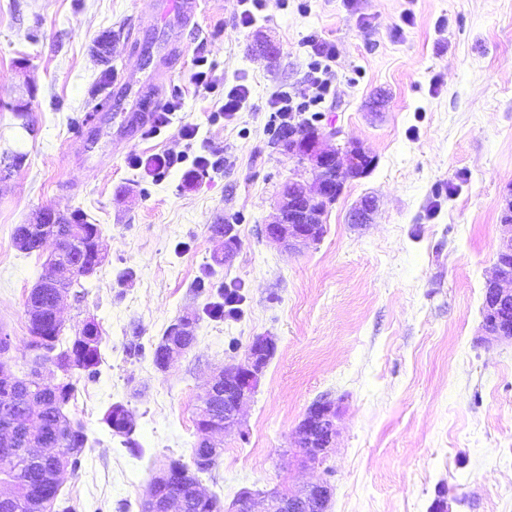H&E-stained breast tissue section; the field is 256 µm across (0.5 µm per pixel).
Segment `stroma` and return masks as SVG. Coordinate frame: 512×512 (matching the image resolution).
<instances>
[{"mask_svg": "<svg viewBox=\"0 0 512 512\" xmlns=\"http://www.w3.org/2000/svg\"><path fill=\"white\" fill-rule=\"evenodd\" d=\"M250 10L245 27L234 0H200L195 28L176 40L158 20L161 0H0V157L24 155L0 180V331L16 376L31 358L26 300L55 244L21 252L15 227L50 207L82 211L102 231V265L60 311L67 336L95 318L103 353L65 409L95 444L62 476L61 497L79 512H140L159 466L189 461L215 371L267 335L276 350L241 426L219 435L217 466L198 476L223 512L244 491L264 512L267 492L322 480L335 488L328 512H429L442 488L458 497L453 512H512V344L484 341L481 318L512 192V0H255ZM107 32L104 63L93 47ZM262 38L276 58L253 52ZM314 41L335 50L318 128L340 129L334 146L359 143L377 164L345 183L322 240L295 253L261 235L297 169L271 144L268 105L305 91ZM200 57L214 93L192 82ZM164 64L176 109L129 135ZM239 84L250 91L243 110L215 118ZM186 125L198 130L189 141ZM166 154L177 162L154 178L146 165ZM366 195L378 200L373 220L350 223ZM221 222L241 242L226 267L209 230ZM206 274L211 288L196 293ZM222 287L238 288L240 316L207 315ZM186 313L198 318L195 345L156 369L155 346ZM324 395L340 406L338 435L324 464L307 465L294 431ZM117 402L134 418L127 439L102 422Z\"/></svg>", "mask_w": 512, "mask_h": 512, "instance_id": "1", "label": "stroma"}]
</instances>
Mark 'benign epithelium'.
I'll return each instance as SVG.
<instances>
[{"label": "benign epithelium", "instance_id": "7a95c632", "mask_svg": "<svg viewBox=\"0 0 512 512\" xmlns=\"http://www.w3.org/2000/svg\"><path fill=\"white\" fill-rule=\"evenodd\" d=\"M275 148L307 164L304 173L288 180L280 192L277 203L278 216L274 223L262 229L264 238L277 247L299 252L321 239L324 216L328 207L336 202L343 190V176L353 168L364 175L376 165V158L363 146L351 142L341 152L325 144V134L315 133L309 140H301L290 134L275 143ZM377 209L373 196L362 197L351 209L349 220L353 224L371 221ZM500 242L496 253L494 272L485 282L482 305V330L486 338L512 344V323L506 315L512 309V193L503 200L500 215ZM224 262H229L237 253L240 242L235 225H224ZM62 267L56 259L49 261V271L32 288L37 293L42 288L61 280ZM194 326L193 317L184 316L174 322L171 339L166 344L164 359L160 364L168 369L190 348L186 332ZM275 349L269 336H257L251 343L244 361L230 364L220 370L212 380L209 392L217 394L224 388V430L239 424L244 400L258 388L264 368ZM338 408L330 399L323 397L314 402L299 423L295 434V446L302 461L320 464L333 447L336 435ZM333 489L321 482L293 491L277 489L267 497L264 512H327ZM178 501L169 497L163 487L155 484L145 498L146 512H177Z\"/></svg>", "mask_w": 512, "mask_h": 512}]
</instances>
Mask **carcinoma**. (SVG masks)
Masks as SVG:
<instances>
[{
	"instance_id": "obj_1",
	"label": "carcinoma",
	"mask_w": 512,
	"mask_h": 512,
	"mask_svg": "<svg viewBox=\"0 0 512 512\" xmlns=\"http://www.w3.org/2000/svg\"><path fill=\"white\" fill-rule=\"evenodd\" d=\"M290 130L308 138L316 132V127L308 121L285 125L275 133L273 141H279ZM41 234L57 241L56 259L69 269L70 274L59 286L43 289L39 297L27 298V314L34 321L50 318L53 303L62 291L76 299L84 297L83 270L91 264L100 229L97 224L87 223L86 215L76 210L63 224L43 225ZM219 296L222 301L213 303L210 314L215 318H222L226 313L236 314V305L241 301L238 289L225 288ZM41 340L44 359H71L75 370L86 372L90 378L98 373L102 362L101 339L94 340V344L89 346L78 336L71 339L63 335L62 324L59 323L49 326ZM76 391V384L71 380L56 391L45 390L30 371L14 383L7 377H0V444L16 448L13 460L7 465L0 464V480L13 489L7 499H0V512H32L34 509L76 512V503L63 506L59 501V473L67 469L77 470L80 457L90 449L84 424L70 419L64 412ZM24 396L32 397L41 404V409L31 419L25 417V410L20 407ZM201 405L202 414L196 421V429L205 438L210 430L224 427V399L207 394ZM102 423L112 434L120 437L129 436L133 429L131 415L121 403L106 409ZM222 452L223 449H216L215 456L202 465L183 463L172 468L166 482L170 492L178 493L189 486H199L197 474L211 471ZM180 512H220V507L216 497L201 490L186 498Z\"/></svg>"
}]
</instances>
